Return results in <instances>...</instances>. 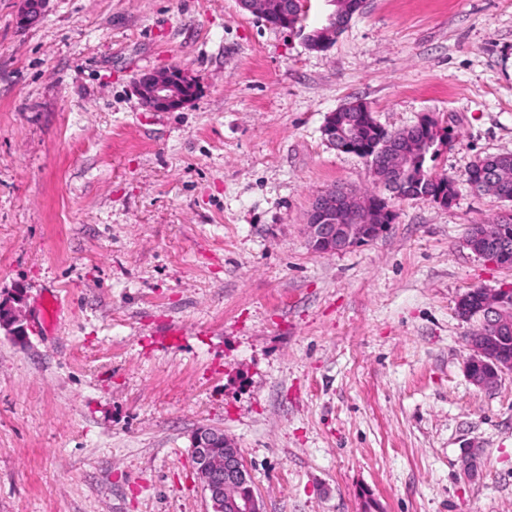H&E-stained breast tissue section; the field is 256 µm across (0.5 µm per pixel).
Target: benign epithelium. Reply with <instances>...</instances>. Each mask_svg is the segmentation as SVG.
<instances>
[{"label": "benign epithelium", "instance_id": "benign-epithelium-1", "mask_svg": "<svg viewBox=\"0 0 512 512\" xmlns=\"http://www.w3.org/2000/svg\"><path fill=\"white\" fill-rule=\"evenodd\" d=\"M18 2V17L29 25L41 16L47 0ZM237 3L241 10L265 18L270 16L274 0H237ZM342 30L333 12L327 16V25L304 31L302 35L307 42L314 37L327 40ZM136 92L147 109L172 112L195 96L196 83L185 70L171 67L142 74L136 81ZM321 132L331 146L341 151L364 153L357 147L355 130L346 126L345 119L336 112L328 113ZM342 202L334 188L315 198L306 224L309 245L314 252L336 253L371 241L395 221L394 211L386 207L382 211V224L364 212L355 214L354 224H338L336 213ZM497 235V227L488 228L484 238L491 247L479 249L475 254L496 265L508 264L512 262V252L493 245ZM24 303L25 296L20 290L0 301V330L19 341L26 339ZM457 310L462 318H476L481 322V327L467 338L470 350L467 376L476 387L492 389L501 374L512 371V288L469 290L459 297ZM217 448L224 449V453L215 452ZM190 451L212 512H263V503L253 490L251 473L239 449L223 432L205 426L197 428L191 437Z\"/></svg>", "mask_w": 512, "mask_h": 512}]
</instances>
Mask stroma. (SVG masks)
<instances>
[{"mask_svg": "<svg viewBox=\"0 0 512 512\" xmlns=\"http://www.w3.org/2000/svg\"><path fill=\"white\" fill-rule=\"evenodd\" d=\"M0 0V512H212L190 453L236 442L264 512H512V372H465L473 288L512 270L465 245L512 217L478 193L512 154V0H366L322 51L236 0ZM196 98L152 112L140 74ZM359 100L423 114L455 202L391 196L328 145ZM388 198L375 240L319 255L314 197ZM135 85L142 104L150 111H176L196 94L195 80L178 67L144 73ZM24 303L25 296L20 290L0 301V330L19 341L26 339Z\"/></svg>", "mask_w": 512, "mask_h": 512, "instance_id": "1", "label": "stroma"}]
</instances>
